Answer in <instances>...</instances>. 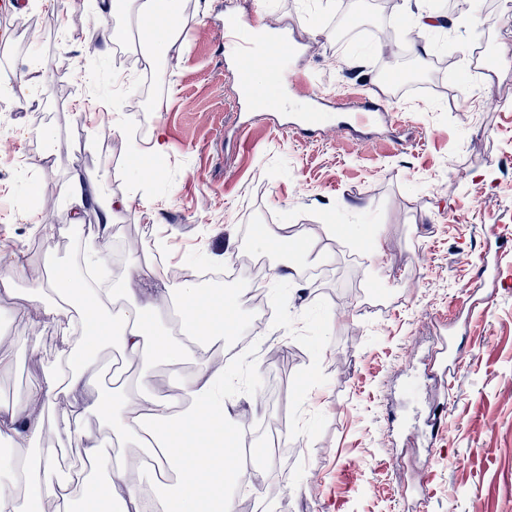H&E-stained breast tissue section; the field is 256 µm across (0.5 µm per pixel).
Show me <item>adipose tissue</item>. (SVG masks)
Listing matches in <instances>:
<instances>
[{
    "label": "adipose tissue",
    "mask_w": 512,
    "mask_h": 512,
    "mask_svg": "<svg viewBox=\"0 0 512 512\" xmlns=\"http://www.w3.org/2000/svg\"><path fill=\"white\" fill-rule=\"evenodd\" d=\"M115 16L134 17L149 34L147 61L175 44L182 30L179 0H110ZM127 196L99 194V231L83 244V270L46 257L48 275L27 300L42 307L60 333L53 364L28 391L0 406V440L31 446L30 455L0 457V512H226L228 485L245 468L224 455V431L240 428L216 389L224 367L209 359L211 340L235 334L234 297L201 288L194 277L160 295H135L97 285L87 268L103 266L113 224ZM118 350L130 361L177 364L200 360L197 372L173 391L155 390L140 371L124 388L100 384L102 355ZM101 429L86 430L87 416ZM76 448L80 471L64 470L63 452Z\"/></svg>",
    "instance_id": "ef3b65f1"
}]
</instances>
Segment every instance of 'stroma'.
Returning a JSON list of instances; mask_svg holds the SVG:
<instances>
[{
  "mask_svg": "<svg viewBox=\"0 0 512 512\" xmlns=\"http://www.w3.org/2000/svg\"><path fill=\"white\" fill-rule=\"evenodd\" d=\"M183 30L154 72L149 110L131 111L135 86L114 66L133 51V19L108 16L112 37L93 38L86 20L97 0H70L63 20L35 0H0V86L30 59L53 69L30 100L0 111V252L25 249L18 296L0 298V331L34 328V350L16 351L0 369V401L36 383L59 348L56 327L37 308L11 316L22 293L43 280L45 254L77 265L83 237L70 227L73 170L85 192L109 188L132 202L112 228L113 280L135 258L160 255L176 274L222 272L253 251L256 232L282 226L312 238L326 258L265 251L267 266H295L294 281L270 284L273 318L264 337L232 357V337L212 344L237 391L230 401L266 453L258 472L260 512H512V250L478 277L479 256L498 225L512 226V11L482 0H441L451 26L427 33L453 65L419 60L421 76L392 70L403 95L386 93L389 127L357 136L327 127L323 136L281 131L286 113L310 94L345 103L355 90L381 89L372 35L412 28L407 0H185ZM288 27L305 49L308 86L289 90L264 57L253 72L260 103L246 100L234 63L224 59V18L252 14ZM483 57H475L474 49ZM364 59L357 78L349 61ZM109 119L111 143L88 128ZM250 128L237 138L240 122ZM51 129L52 146L39 130ZM166 163L148 193L162 211L150 220L136 168L150 164L155 136ZM55 225L36 239L32 222ZM385 240L375 257L369 242ZM463 326L462 362L450 389L445 427L427 446L416 426L439 400L430 378L433 336ZM283 429L266 449L269 426ZM429 469L428 496L417 474Z\"/></svg>",
  "mask_w": 512,
  "mask_h": 512,
  "instance_id": "35a3bbf8",
  "label": "stroma"
}]
</instances>
